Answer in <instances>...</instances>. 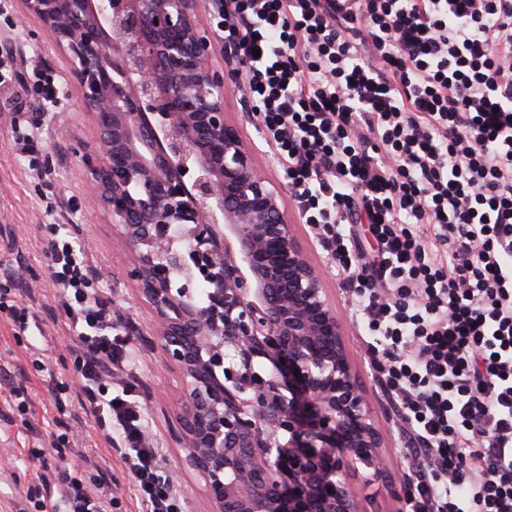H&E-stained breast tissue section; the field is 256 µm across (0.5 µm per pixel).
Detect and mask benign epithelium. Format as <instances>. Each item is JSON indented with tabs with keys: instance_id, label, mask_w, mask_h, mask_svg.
I'll use <instances>...</instances> for the list:
<instances>
[{
	"instance_id": "7a95c632",
	"label": "benign epithelium",
	"mask_w": 512,
	"mask_h": 512,
	"mask_svg": "<svg viewBox=\"0 0 512 512\" xmlns=\"http://www.w3.org/2000/svg\"><path fill=\"white\" fill-rule=\"evenodd\" d=\"M24 3L96 116L88 189L182 374L183 465L212 512H366L346 482L381 463L366 393L286 189L227 117L201 0Z\"/></svg>"
}]
</instances>
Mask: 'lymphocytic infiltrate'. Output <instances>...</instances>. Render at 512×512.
I'll return each instance as SVG.
<instances>
[{
  "instance_id": "1",
  "label": "lymphocytic infiltrate",
  "mask_w": 512,
  "mask_h": 512,
  "mask_svg": "<svg viewBox=\"0 0 512 512\" xmlns=\"http://www.w3.org/2000/svg\"><path fill=\"white\" fill-rule=\"evenodd\" d=\"M226 41L303 223L352 308L428 482L412 512H512V0H230ZM379 249L356 264L353 225ZM44 254L75 376H50L120 444L146 512H181L136 401L112 389L124 339L88 251ZM87 452L44 476L34 512H112Z\"/></svg>"
}]
</instances>
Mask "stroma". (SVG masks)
Returning <instances> with one entry per match:
<instances>
[{
    "label": "stroma",
    "mask_w": 512,
    "mask_h": 512,
    "mask_svg": "<svg viewBox=\"0 0 512 512\" xmlns=\"http://www.w3.org/2000/svg\"><path fill=\"white\" fill-rule=\"evenodd\" d=\"M37 68L61 85L63 95L57 106L43 103L33 76ZM224 95L230 118L239 124L266 174L276 184L286 185L283 170L266 151L262 124L253 117L250 102L230 81L224 86ZM0 110L11 115L23 113L39 141V169L34 172L27 159L13 149L12 126L0 125V272L8 268L15 274L9 282L0 275V286L8 282L19 289L23 304L38 314L41 328L38 334L17 336L0 318V366L24 369L40 429L68 427L81 435V447L100 445L79 404L56 409L41 372L29 359L36 348L56 376L66 378L72 372L73 346L64 329L63 309L53 296L44 256L42 226L47 221L46 205L51 202L57 207L58 223L69 225L73 237L87 247L92 264L112 272L105 286L111 291L114 318L129 335L131 349V365L118 382L128 387L142 406L150 438L161 449L167 469H175L184 450L173 403L183 380L177 370L162 366L152 312L138 299L127 275L131 256L107 213L87 193L82 154L98 142L96 118L69 82L67 59L38 20L23 16L21 0H0ZM294 230L343 323L345 344L368 395L371 417L381 439L384 467L357 465L347 481L360 498L366 499L368 512H410V501L404 498L397 476L409 468L404 450L412 438L402 430L398 405L372 358V338L364 334L353 316L346 288L309 227L299 223ZM41 445L40 438L28 434L20 423L0 419V512H12L27 489L38 487L41 475L56 466L51 452L44 462L30 461L29 449Z\"/></svg>",
    "instance_id": "35a3bbf8"
}]
</instances>
